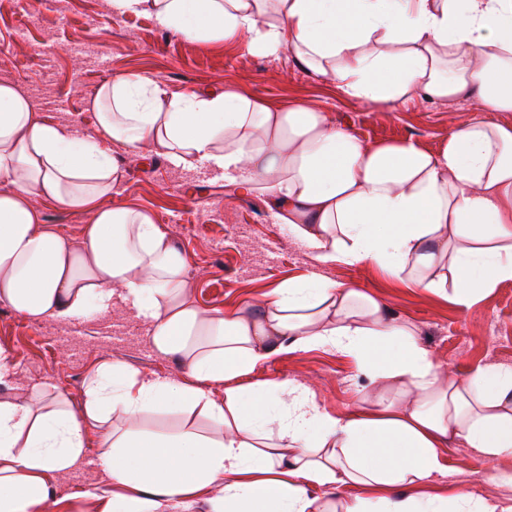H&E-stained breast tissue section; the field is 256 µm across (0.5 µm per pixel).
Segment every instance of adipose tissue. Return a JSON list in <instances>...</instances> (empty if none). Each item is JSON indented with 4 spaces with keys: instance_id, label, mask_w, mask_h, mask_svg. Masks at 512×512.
Here are the masks:
<instances>
[{
    "instance_id": "obj_1",
    "label": "adipose tissue",
    "mask_w": 512,
    "mask_h": 512,
    "mask_svg": "<svg viewBox=\"0 0 512 512\" xmlns=\"http://www.w3.org/2000/svg\"><path fill=\"white\" fill-rule=\"evenodd\" d=\"M151 12L196 41L245 37L248 51L292 48L345 96L396 112L424 99L480 98L512 112V0H111ZM99 133L37 118L17 85L0 83V303L31 322H71L126 302L150 324L152 349L178 357L195 385L137 379L104 361L81 414L62 399L0 401V512H43L52 474L85 455L94 427L117 492L102 512H164L202 501L211 512H512L426 486L449 442L482 463L512 457V368L476 367L464 384L443 371L409 324L368 294L323 278L291 282L255 314L204 313L186 297L184 253L145 211L111 207L114 149L162 147L260 191L322 265L372 262L467 308L512 281V125L472 118L435 151L410 139L370 143L302 103L275 107L233 91L167 95L150 75L105 80L91 100ZM90 213L80 249L38 229V198ZM331 347L402 404L380 400L342 417L285 382L234 387L276 344ZM290 396L288 412L273 409ZM201 409L221 431H118L112 415ZM329 486L381 487L333 502Z\"/></svg>"
}]
</instances>
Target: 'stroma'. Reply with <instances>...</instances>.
<instances>
[{
    "label": "stroma",
    "instance_id": "35a3bbf8",
    "mask_svg": "<svg viewBox=\"0 0 512 512\" xmlns=\"http://www.w3.org/2000/svg\"><path fill=\"white\" fill-rule=\"evenodd\" d=\"M128 71L150 74L170 94L232 90L273 106L312 105L371 143L411 139L435 151L450 128L472 117L489 115L512 124V112L488 113L476 98L454 106L420 100L398 112L370 109L306 71L291 50L266 57L248 52L239 39L188 40L161 27L151 13L114 14L110 0H0V83L16 84L39 119L96 136L89 100L107 78ZM115 158L120 178L108 205L145 209L168 231L187 258L188 299L200 310L250 314L276 288L317 274L360 289L391 316L413 323L432 358L456 381L466 380L479 365L512 367V281L462 308L372 263L321 266L276 218L268 197L241 192L203 165L174 167L158 148L119 151ZM38 207L41 228L81 245L88 212L66 210L49 199ZM148 330V323L119 301L90 320L37 324L0 304V350L10 358L0 400L31 402L34 387L41 386L81 411L96 367L109 358L121 360L140 379L193 384L177 358L150 348ZM283 381L303 385L319 409L334 417L359 411L388 392L353 359L329 347L272 355L234 383L260 387ZM186 424L205 435L218 433L198 413L188 418L148 410L138 419L139 428L164 432ZM100 453L98 433L88 428L83 462L51 478L52 512H99L112 494L97 462ZM442 464L430 481L433 492H471L512 506V483L485 479L483 465L462 441L449 444Z\"/></svg>",
    "mask_w": 512,
    "mask_h": 512
}]
</instances>
